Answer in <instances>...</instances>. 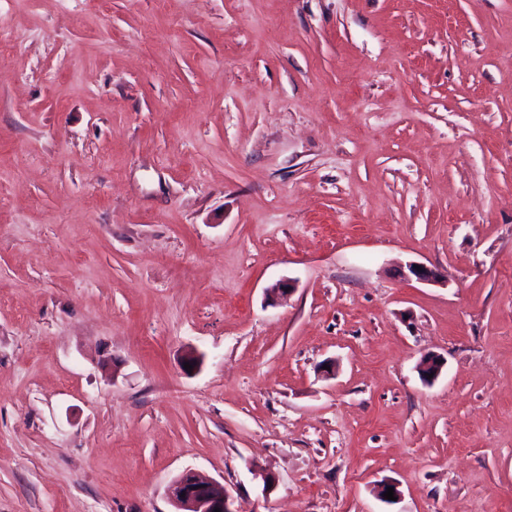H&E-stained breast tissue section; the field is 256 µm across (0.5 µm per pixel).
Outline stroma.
Masks as SVG:
<instances>
[{
    "instance_id": "stroma-1",
    "label": "stroma",
    "mask_w": 512,
    "mask_h": 512,
    "mask_svg": "<svg viewBox=\"0 0 512 512\" xmlns=\"http://www.w3.org/2000/svg\"><path fill=\"white\" fill-rule=\"evenodd\" d=\"M0 25V512H512V0ZM173 512H221L231 510L229 496L219 481L188 469L177 476L168 488Z\"/></svg>"
}]
</instances>
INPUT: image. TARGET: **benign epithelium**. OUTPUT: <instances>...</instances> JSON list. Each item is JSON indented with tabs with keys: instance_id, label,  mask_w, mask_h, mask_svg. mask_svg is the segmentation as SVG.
Wrapping results in <instances>:
<instances>
[{
	"instance_id": "1",
	"label": "benign epithelium",
	"mask_w": 512,
	"mask_h": 512,
	"mask_svg": "<svg viewBox=\"0 0 512 512\" xmlns=\"http://www.w3.org/2000/svg\"><path fill=\"white\" fill-rule=\"evenodd\" d=\"M401 276L405 280L413 278L425 283H438L443 278L438 270L423 264L417 270L413 263L406 266ZM444 365L445 360L441 356L431 353L424 355L419 363L422 380L430 382V374L438 377ZM168 496L174 512H214L217 508L221 512H233L224 484L192 469L182 472L172 481L168 488Z\"/></svg>"
}]
</instances>
